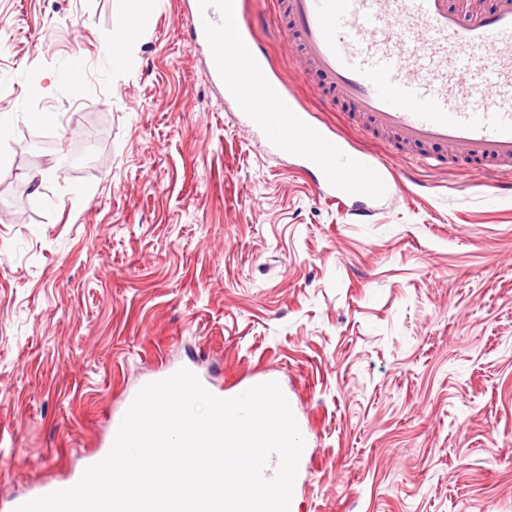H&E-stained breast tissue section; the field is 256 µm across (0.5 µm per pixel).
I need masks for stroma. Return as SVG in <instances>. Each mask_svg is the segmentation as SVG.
Listing matches in <instances>:
<instances>
[{
    "label": "stroma",
    "instance_id": "stroma-1",
    "mask_svg": "<svg viewBox=\"0 0 512 512\" xmlns=\"http://www.w3.org/2000/svg\"><path fill=\"white\" fill-rule=\"evenodd\" d=\"M130 5L0 0V512L183 367L227 398L279 384L306 448L289 512H512V202L370 137L428 188L354 223L245 127L195 0L111 58Z\"/></svg>",
    "mask_w": 512,
    "mask_h": 512
}]
</instances>
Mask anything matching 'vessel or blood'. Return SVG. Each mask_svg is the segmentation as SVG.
I'll return each mask as SVG.
<instances>
[{"label": "vessel or blood", "instance_id": "obj_1", "mask_svg": "<svg viewBox=\"0 0 512 512\" xmlns=\"http://www.w3.org/2000/svg\"><path fill=\"white\" fill-rule=\"evenodd\" d=\"M286 42L310 95L288 89L240 0H197L195 40L212 75L233 89L250 127L312 172L334 199L380 200L407 190L393 167L320 119L312 101L339 102L362 131L435 167L469 166L512 194V0H276Z\"/></svg>", "mask_w": 512, "mask_h": 512}]
</instances>
